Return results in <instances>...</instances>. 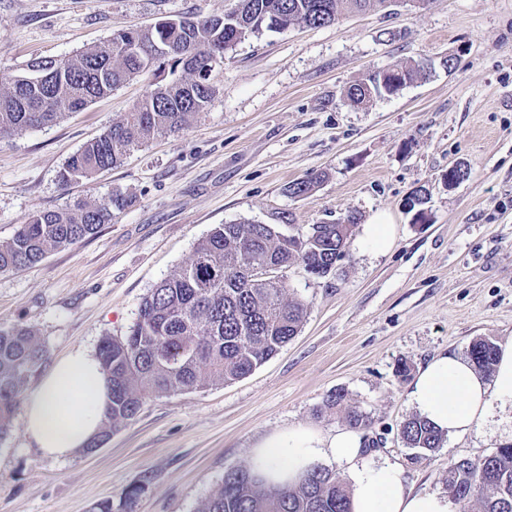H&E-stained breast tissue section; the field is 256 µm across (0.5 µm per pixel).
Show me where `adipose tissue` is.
I'll return each instance as SVG.
<instances>
[{
  "instance_id": "adipose-tissue-1",
  "label": "adipose tissue",
  "mask_w": 512,
  "mask_h": 512,
  "mask_svg": "<svg viewBox=\"0 0 512 512\" xmlns=\"http://www.w3.org/2000/svg\"><path fill=\"white\" fill-rule=\"evenodd\" d=\"M110 397L97 354L74 349L56 359L26 395L25 432L43 456H74L100 432ZM410 399L420 417L448 435L480 430L498 414L512 421V340L500 345L488 378L460 356L434 355L416 375ZM362 455V440L353 431L326 438L298 424L258 441L250 469L268 484L293 485L331 456L349 468L352 512H454L447 496L413 492L398 466H367Z\"/></svg>"
}]
</instances>
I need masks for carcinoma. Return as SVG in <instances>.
I'll list each match as a JSON object with an SVG mask.
<instances>
[{
	"label": "carcinoma",
	"instance_id": "obj_1",
	"mask_svg": "<svg viewBox=\"0 0 512 512\" xmlns=\"http://www.w3.org/2000/svg\"><path fill=\"white\" fill-rule=\"evenodd\" d=\"M389 0H237L222 16L165 18L147 28L112 34L104 45L65 59L34 60L27 69L46 75L40 83L17 78L0 90V137L52 124L110 94L152 63L168 72L124 117L111 123L66 162L59 180L90 179L119 165L131 149L159 133L180 131L216 95L214 65L238 41L263 30L295 25L330 26L342 15L386 9ZM423 74L417 63H402L347 89L355 103L398 93ZM320 176L291 183L288 193L306 196ZM131 199L115 192L106 202L81 200L38 211L0 241V272L41 262L50 253L95 235L113 211ZM355 217L313 224L305 234H285L273 224H220L196 248L191 262L175 270L143 298L138 318L120 339L104 338L97 355L112 385L104 426L89 443L95 447L133 420L150 395L203 388L242 378L274 356L299 332L307 305L288 297L286 272L294 264L317 277L328 275L347 253ZM269 267L277 276L255 278ZM46 349L29 326L0 328V437L8 431L26 377L44 360ZM498 346L480 338L468 356L482 372L493 370ZM326 408L343 412L353 429L368 427L360 410L346 405L342 392ZM400 438L409 447L432 451L444 434L419 416L404 420ZM448 494L476 500L480 512H512V446L478 460L448 465ZM201 512H351L347 484L315 466L296 485L272 487L248 468L227 472L223 485Z\"/></svg>",
	"mask_w": 512,
	"mask_h": 512
}]
</instances>
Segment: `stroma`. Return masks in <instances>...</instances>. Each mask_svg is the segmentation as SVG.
I'll use <instances>...</instances> for the list:
<instances>
[{"mask_svg": "<svg viewBox=\"0 0 512 512\" xmlns=\"http://www.w3.org/2000/svg\"><path fill=\"white\" fill-rule=\"evenodd\" d=\"M232 0H0V83L34 58L59 59L113 32L166 16L223 14ZM457 59L454 71L441 64ZM409 60L427 79L366 106L346 97L369 73ZM144 73L54 124L0 138V240L32 213L78 199L133 203L111 223L42 262L0 272V327H32L52 361L124 336L142 299L189 262L220 224H273L283 233L356 215L335 271L288 270L304 301L298 335L245 378L146 399L97 451L40 455L16 406L0 439V512H89L102 500L132 512H199L253 446L291 425L345 427L324 408L345 394L369 419L364 461L398 464L414 491L447 493L448 464L512 444L494 423L445 437L431 452L407 447L412 374L435 354L467 356L476 339L512 340V0H428L344 15L325 27L262 31L229 49L211 80L217 94L185 130L155 136L118 167L60 185L87 141L145 96ZM469 171L448 187L452 165ZM318 173L308 195L290 182ZM423 191L426 221L409 207ZM387 213L391 247L372 251L363 226ZM411 374H398L400 363Z\"/></svg>", "mask_w": 512, "mask_h": 512, "instance_id": "obj_1", "label": "stroma"}]
</instances>
